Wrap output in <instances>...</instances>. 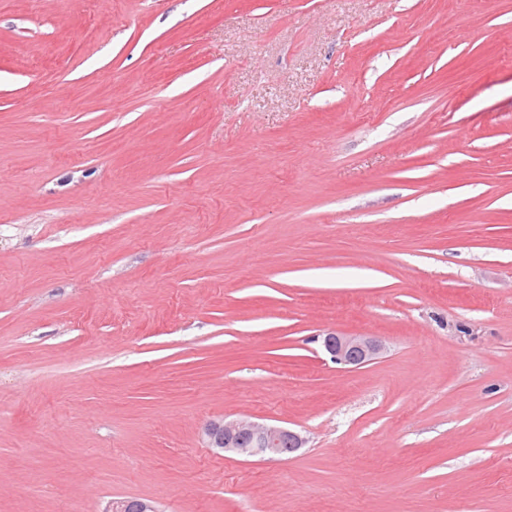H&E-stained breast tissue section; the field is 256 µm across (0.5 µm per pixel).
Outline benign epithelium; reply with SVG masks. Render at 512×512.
Returning <instances> with one entry per match:
<instances>
[{
  "mask_svg": "<svg viewBox=\"0 0 512 512\" xmlns=\"http://www.w3.org/2000/svg\"><path fill=\"white\" fill-rule=\"evenodd\" d=\"M323 346L338 364L360 367L376 360L383 344L372 336L329 333ZM203 440L208 447L245 457L275 459L302 448L306 439L300 433L278 424L257 423L242 419H221L205 425Z\"/></svg>",
  "mask_w": 512,
  "mask_h": 512,
  "instance_id": "7a95c632",
  "label": "benign epithelium"
}]
</instances>
